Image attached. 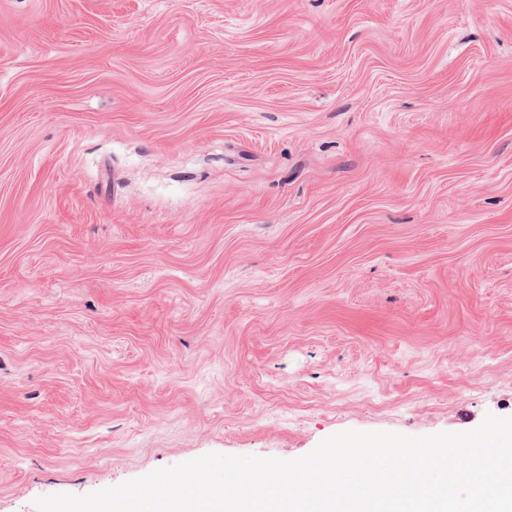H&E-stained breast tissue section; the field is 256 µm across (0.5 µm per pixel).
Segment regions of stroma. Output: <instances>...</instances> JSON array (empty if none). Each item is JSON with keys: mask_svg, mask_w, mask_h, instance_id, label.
Listing matches in <instances>:
<instances>
[{"mask_svg": "<svg viewBox=\"0 0 512 512\" xmlns=\"http://www.w3.org/2000/svg\"><path fill=\"white\" fill-rule=\"evenodd\" d=\"M512 416V0H0V512Z\"/></svg>", "mask_w": 512, "mask_h": 512, "instance_id": "obj_1", "label": "stroma"}]
</instances>
